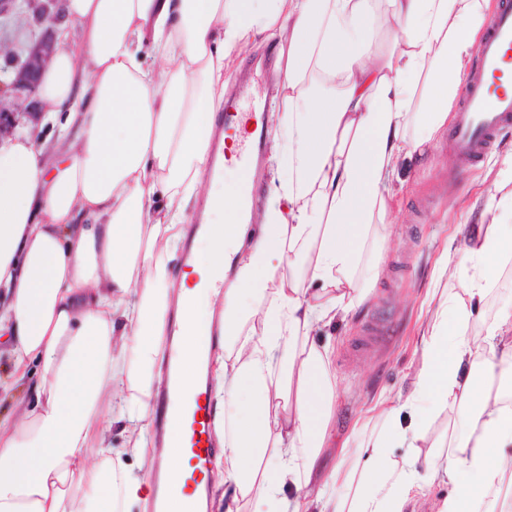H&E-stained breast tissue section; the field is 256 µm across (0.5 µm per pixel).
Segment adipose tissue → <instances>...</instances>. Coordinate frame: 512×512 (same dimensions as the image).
Masks as SVG:
<instances>
[{"label": "adipose tissue", "mask_w": 512, "mask_h": 512, "mask_svg": "<svg viewBox=\"0 0 512 512\" xmlns=\"http://www.w3.org/2000/svg\"><path fill=\"white\" fill-rule=\"evenodd\" d=\"M491 0H65L63 44L39 94L54 144L25 131L0 147V329L13 372L0 382V512H147L155 496L132 463L163 446L187 469L179 435L152 430L171 383L178 325L185 386L213 363L208 512H405L417 465L452 491L437 512H512V402L491 387L512 371V302L470 321L512 252V200L489 197L479 232L447 255L406 398L379 400L330 470L318 466L335 401L325 326L366 297L382 268L378 226L397 204L401 160L452 120ZM393 35L385 52L374 41ZM278 44L281 108L271 182L253 224L238 182L208 171L224 108V68L254 37ZM205 200L208 237L192 277L168 263ZM232 254L225 289L210 272ZM303 277L287 274L294 262ZM454 413L448 448L423 454ZM124 450L113 454V428ZM405 449L395 459L394 449Z\"/></svg>", "instance_id": "adipose-tissue-1"}]
</instances>
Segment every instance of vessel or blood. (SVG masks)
<instances>
[{
    "label": "vessel or blood",
    "instance_id": "obj_1",
    "mask_svg": "<svg viewBox=\"0 0 512 512\" xmlns=\"http://www.w3.org/2000/svg\"><path fill=\"white\" fill-rule=\"evenodd\" d=\"M268 102L240 101L226 106L215 129L230 145L224 148L225 165L251 173L261 160L265 128L256 113ZM512 127V0H499L483 37L478 64L469 74L461 106L451 131L454 150L463 166L475 163L499 131ZM179 400L171 420L180 432L179 444L195 464L206 468L210 458V401L204 388L184 392L174 385Z\"/></svg>",
    "mask_w": 512,
    "mask_h": 512
}]
</instances>
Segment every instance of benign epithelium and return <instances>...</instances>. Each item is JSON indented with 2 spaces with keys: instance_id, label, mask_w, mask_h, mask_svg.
Masks as SVG:
<instances>
[{
  "instance_id": "7a95c632",
  "label": "benign epithelium",
  "mask_w": 512,
  "mask_h": 512,
  "mask_svg": "<svg viewBox=\"0 0 512 512\" xmlns=\"http://www.w3.org/2000/svg\"><path fill=\"white\" fill-rule=\"evenodd\" d=\"M61 3L62 0H25L33 24L41 31L24 56L15 59L5 54L12 76L6 82L0 81V144L18 127L37 124L48 109V104L38 97V87L57 52L58 36L45 22L59 20Z\"/></svg>"
}]
</instances>
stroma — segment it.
<instances>
[{
    "label": "stroma",
    "instance_id": "35a3bbf8",
    "mask_svg": "<svg viewBox=\"0 0 512 512\" xmlns=\"http://www.w3.org/2000/svg\"><path fill=\"white\" fill-rule=\"evenodd\" d=\"M35 33L25 9L1 16L0 50L24 54ZM268 46V41L258 40L253 51L234 59L225 71L227 94L243 98L253 89L274 92L262 66ZM246 68L254 76L243 83L239 75ZM510 151L512 132L497 137L484 159L463 174L443 136L423 156L401 162L395 182L401 203L392 217L391 242L381 255L384 273L363 304L320 336L336 353V406L329 449L320 459L322 469L338 463L343 443L381 397L411 391L419 338L434 315L425 304L434 267L459 232L478 229L491 163ZM372 325L384 328L386 337L365 354L354 355L357 339Z\"/></svg>",
    "mask_w": 512,
    "mask_h": 512
}]
</instances>
